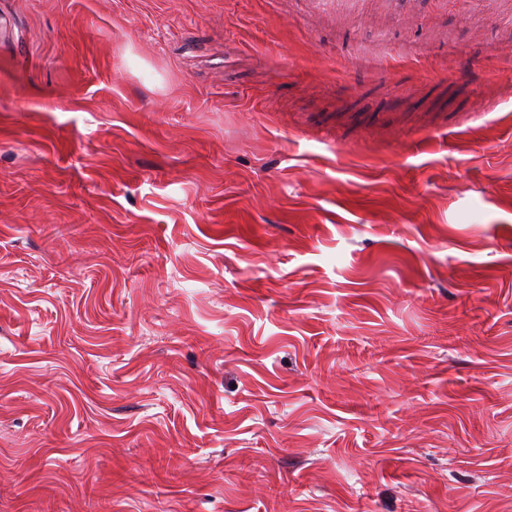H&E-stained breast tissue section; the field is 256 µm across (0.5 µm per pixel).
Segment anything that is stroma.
<instances>
[{
	"label": "stroma",
	"instance_id": "35a3bbf8",
	"mask_svg": "<svg viewBox=\"0 0 512 512\" xmlns=\"http://www.w3.org/2000/svg\"><path fill=\"white\" fill-rule=\"evenodd\" d=\"M494 50L512 0H0V512H512Z\"/></svg>",
	"mask_w": 512,
	"mask_h": 512
}]
</instances>
